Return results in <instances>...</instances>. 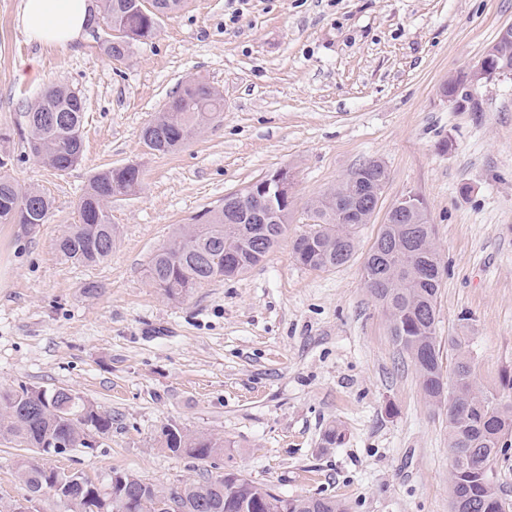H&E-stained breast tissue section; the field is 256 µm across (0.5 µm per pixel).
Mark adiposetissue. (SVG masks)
Wrapping results in <instances>:
<instances>
[{
  "instance_id": "1",
  "label": "adipose tissue",
  "mask_w": 512,
  "mask_h": 512,
  "mask_svg": "<svg viewBox=\"0 0 512 512\" xmlns=\"http://www.w3.org/2000/svg\"><path fill=\"white\" fill-rule=\"evenodd\" d=\"M91 9V0H22L20 24L30 39L66 47L89 28Z\"/></svg>"
}]
</instances>
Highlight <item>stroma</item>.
Returning <instances> with one entry per match:
<instances>
[{
	"label": "stroma",
	"mask_w": 512,
	"mask_h": 512,
	"mask_svg": "<svg viewBox=\"0 0 512 512\" xmlns=\"http://www.w3.org/2000/svg\"><path fill=\"white\" fill-rule=\"evenodd\" d=\"M20 0H0V129L8 173L53 200L44 224H0V390L72 389L112 416L98 447L50 465L107 486L112 471L169 488L228 469L278 493L332 497L349 512H450L448 414L429 405L362 280L393 204L425 202L444 267L437 336H467L487 394L512 404V76L480 84L466 108L441 94L474 68L512 0H184L155 38L112 61L104 32L71 47L29 40ZM224 96L221 115L177 152L142 139L182 83ZM85 101L81 161L56 174L29 154L24 114L43 88ZM389 180L357 251L312 270L293 243L306 209L366 160ZM138 164L143 183L113 198L117 237L100 264L57 241L97 172ZM288 169V229L267 259L170 300L147 267L182 224L226 194ZM100 287L84 294L85 283ZM224 437L199 461L160 446L164 425ZM344 442L321 445L330 426ZM25 449L0 445V505L27 497Z\"/></svg>",
	"instance_id": "35a3bbf8"
}]
</instances>
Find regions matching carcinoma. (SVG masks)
I'll return each instance as SVG.
<instances>
[{
	"label": "carcinoma",
	"instance_id": "1",
	"mask_svg": "<svg viewBox=\"0 0 512 512\" xmlns=\"http://www.w3.org/2000/svg\"><path fill=\"white\" fill-rule=\"evenodd\" d=\"M180 4L151 0L147 7L140 0H99L104 51L117 62L124 60L134 44L154 38L161 17L179 10ZM223 109L219 90L188 81L144 128L143 140L157 154L173 152ZM24 117L27 148L40 145L35 158L44 166L62 174L81 159L84 101L73 90L48 86ZM387 182L386 166L370 159L323 194L310 208L313 229L294 243L297 261L313 270L346 264L355 252L359 228L370 221L371 204ZM141 184L142 170L132 166L97 172L78 202L79 222L58 240L63 257L79 264L104 261L117 234L109 204L115 196L137 193ZM252 191L266 200L270 218L248 215L239 197H225L223 207L206 211L196 224L179 227L174 239L154 253L150 285L176 300L206 282L235 278L263 262L284 235L292 202L259 180L242 195ZM52 207L45 192L23 189L0 175V224H44ZM363 279L385 313L394 343L413 364L424 394L432 405L448 408L452 512H512L493 473L494 461L512 445V404L494 401L479 385L465 336L448 337L457 357L450 375L442 370L437 336L441 260L427 217L417 224L381 225L365 258ZM89 432L110 434L112 415L71 389L21 386L0 392V443L33 449L34 455L17 462V476L32 496L63 500L65 512H123L120 500L112 498V486L102 489L77 473L47 465L53 454L88 447ZM161 447L176 456L206 460L224 453V439L167 424L161 430ZM115 475L125 481L121 493L141 499L139 512H154L158 498L178 501L182 512H347L345 503L335 498H280L233 469L224 472L219 488L209 477L165 489L125 471Z\"/></svg>",
	"mask_w": 512,
	"mask_h": 512
}]
</instances>
